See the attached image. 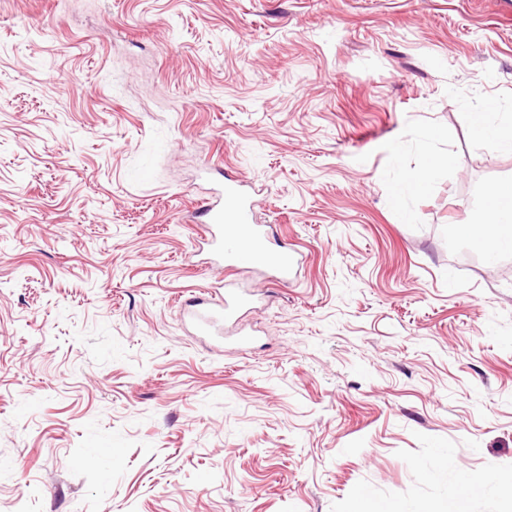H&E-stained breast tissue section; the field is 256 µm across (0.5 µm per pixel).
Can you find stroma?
Returning <instances> with one entry per match:
<instances>
[{
	"mask_svg": "<svg viewBox=\"0 0 512 512\" xmlns=\"http://www.w3.org/2000/svg\"><path fill=\"white\" fill-rule=\"evenodd\" d=\"M487 101L512 0H0V512H446L512 476V253L456 233L512 182ZM227 173L292 281L199 250ZM228 288L244 352L181 325ZM492 103H485L475 108L470 114L474 135L481 141L492 143L502 148L512 150V115L507 113L497 124L490 123L486 111ZM484 479L465 474L459 486L453 488L448 495V512H464V503L470 492L481 486Z\"/></svg>",
	"mask_w": 512,
	"mask_h": 512,
	"instance_id": "1",
	"label": "stroma"
}]
</instances>
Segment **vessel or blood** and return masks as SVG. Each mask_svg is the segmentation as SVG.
<instances>
[{
    "label": "vessel or blood",
    "instance_id": "vessel-or-blood-1",
    "mask_svg": "<svg viewBox=\"0 0 512 512\" xmlns=\"http://www.w3.org/2000/svg\"><path fill=\"white\" fill-rule=\"evenodd\" d=\"M243 185L242 179H228L215 201L201 208L197 215L202 225L201 239L223 261L225 273L248 265L271 272L276 282H288L300 264L299 254L271 247L272 227L257 222L254 204ZM254 302L251 292L231 289L214 306H207L202 300L192 302L186 314L197 332L218 336L225 322L236 319Z\"/></svg>",
    "mask_w": 512,
    "mask_h": 512
}]
</instances>
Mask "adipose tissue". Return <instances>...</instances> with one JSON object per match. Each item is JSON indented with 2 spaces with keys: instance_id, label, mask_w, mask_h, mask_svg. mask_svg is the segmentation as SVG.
Instances as JSON below:
<instances>
[{
  "instance_id": "adipose-tissue-1",
  "label": "adipose tissue",
  "mask_w": 512,
  "mask_h": 512,
  "mask_svg": "<svg viewBox=\"0 0 512 512\" xmlns=\"http://www.w3.org/2000/svg\"><path fill=\"white\" fill-rule=\"evenodd\" d=\"M461 234L469 239L483 241L487 262L512 251V184L492 190L473 221L461 225Z\"/></svg>"
}]
</instances>
